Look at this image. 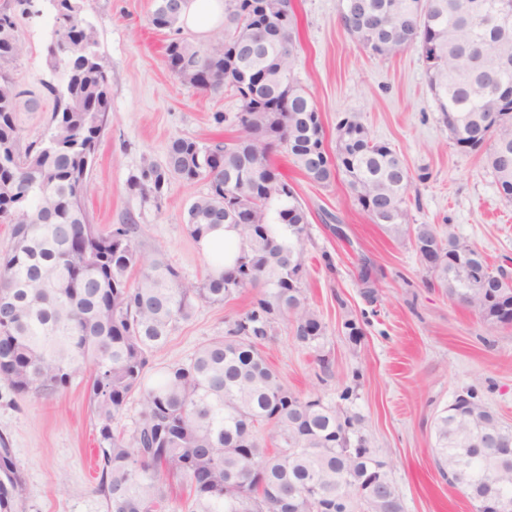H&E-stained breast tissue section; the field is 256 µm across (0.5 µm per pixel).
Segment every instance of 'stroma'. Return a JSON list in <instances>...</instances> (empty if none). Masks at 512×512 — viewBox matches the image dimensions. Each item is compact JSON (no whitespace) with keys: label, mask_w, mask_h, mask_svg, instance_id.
I'll return each instance as SVG.
<instances>
[{"label":"stroma","mask_w":512,"mask_h":512,"mask_svg":"<svg viewBox=\"0 0 512 512\" xmlns=\"http://www.w3.org/2000/svg\"><path fill=\"white\" fill-rule=\"evenodd\" d=\"M292 4L299 40L294 74L320 113L327 146L336 142L339 120L361 114L373 138L400 151L419 177L408 204L414 222L474 243L492 267L512 273V203L499 197L483 152H462L449 138L419 52L369 56L341 26L340 0ZM155 5L156 0L86 2L84 14L108 64L111 112L90 169L85 206L103 226L133 218L139 251L147 257L164 254L186 281L196 282L211 260L190 237L184 216L208 193V182L170 178L156 203L131 191L128 181L144 161L165 164L174 139L209 143L236 136L240 100L229 89L197 90L168 68L165 48L172 34L151 25ZM19 35L22 50L8 72L20 89L40 91L53 78L44 59L51 28L43 17L25 20ZM219 113L224 122H216ZM273 162L308 214L306 297L326 331L315 352L281 322L261 346L267 362L293 391L326 404H338L342 388L355 386L348 409L374 435L380 456L391 461L405 512H473L464 488L448 484L439 472L433 422L457 392L472 387L512 426V326L489 327L430 286L411 244L371 223L343 182H310L284 152ZM364 257L378 278L372 303L358 285ZM255 294L247 288L224 304L200 307L150 353L151 371L189 361L206 341L223 335ZM352 316L364 323L356 344L343 328ZM87 380L79 375L47 400L18 399L0 386V440L21 465L16 512H105L96 490L98 432Z\"/></svg>","instance_id":"35a3bbf8"}]
</instances>
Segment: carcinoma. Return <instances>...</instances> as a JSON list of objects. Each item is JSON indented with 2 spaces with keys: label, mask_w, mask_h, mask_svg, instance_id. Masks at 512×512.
Returning a JSON list of instances; mask_svg holds the SVG:
<instances>
[{
  "label": "carcinoma",
  "mask_w": 512,
  "mask_h": 512,
  "mask_svg": "<svg viewBox=\"0 0 512 512\" xmlns=\"http://www.w3.org/2000/svg\"><path fill=\"white\" fill-rule=\"evenodd\" d=\"M383 31L341 21L369 54L394 56L416 49L426 65L430 91L443 123H456L454 143L465 151L489 146L486 163L500 197L512 202V171L503 173L497 154L512 158V35L498 32L500 0H365ZM288 15V32L271 29L262 57L250 59L242 45L250 28L273 8ZM84 0H55L54 14L78 29L68 36L52 24L47 67L61 74L42 84L52 103L43 132L22 143L20 106L38 99L18 89L0 70V224L11 230L0 253V384L14 396L51 398L67 390L81 370L89 372L91 410L98 427L99 482L106 512H171L165 474L189 485L181 512H276L291 496L289 512H321L341 500V512H405L391 472L380 471L374 438L361 419L341 406L304 400L268 365L260 343L280 319L292 321L295 339L317 349L324 337L321 316L305 296L308 217L294 188L271 161L284 146L305 177L329 187L344 176L361 209L396 238L408 239L424 258L421 243L435 248L427 266L430 285L471 308L489 326L482 305L484 282L473 269L492 272L485 254L433 224L408 223L413 177L400 153L372 138L361 118L336 127L335 151L325 142L317 109L293 76L297 26L291 0H226L224 36L212 45L174 38L166 46L171 70L204 92L234 90L241 110L237 135L202 144L172 142L166 164L144 162L130 177L142 197L164 195L170 177L205 180L207 195L187 210L189 235L232 224L241 249L232 267L216 269L198 283L184 281L161 255L147 260L135 245L134 224L101 228L91 222L84 199L88 174L108 127V65L95 31L84 18ZM180 11L158 0L151 23L179 31ZM17 22H0V65L20 54ZM483 57L475 69L469 56ZM254 67L265 80L244 92L240 67ZM258 206L256 224L237 219L239 198ZM363 295L374 298L377 278L360 272ZM262 287L250 309L225 335L203 344L186 363L166 367L149 383V353L167 342L180 321L203 304H222L243 288ZM142 417L131 434L113 428L133 395ZM466 411L446 409L434 425L437 464L451 485L467 491L482 512L487 486L512 501V466L478 437L512 427L488 410L473 389ZM274 430L276 448L259 435Z\"/></svg>",
  "instance_id": "cac0c4a2"
}]
</instances>
